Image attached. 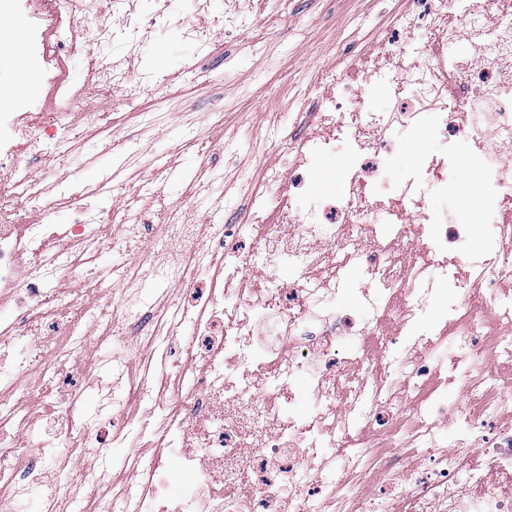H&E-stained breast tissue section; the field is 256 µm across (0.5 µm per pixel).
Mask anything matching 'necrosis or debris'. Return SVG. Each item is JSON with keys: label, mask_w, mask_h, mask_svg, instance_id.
Returning a JSON list of instances; mask_svg holds the SVG:
<instances>
[{"label": "necrosis or debris", "mask_w": 512, "mask_h": 512, "mask_svg": "<svg viewBox=\"0 0 512 512\" xmlns=\"http://www.w3.org/2000/svg\"><path fill=\"white\" fill-rule=\"evenodd\" d=\"M497 0H431L427 32L440 46L455 44L461 59L424 62L423 94L434 97L430 125L420 112H367L350 140L353 173L333 216L316 223L294 205L277 204L269 217L247 214L257 247L224 251V227L194 224L181 215L159 234L122 226L111 237L103 221L78 217L59 224L44 180L11 171L0 182V512H58L52 471L59 457L74 462L104 443L127 447L120 467L145 474L110 502L93 498L101 481L76 467L64 487L74 512H512V221L496 212L512 204V12ZM127 0L75 22L69 0H27L38 23L22 33L8 24L15 0H0V46L28 41L53 46L51 71L30 78L57 96L69 82L67 54L57 30L72 40L87 29L104 35ZM465 18L458 27L456 18ZM98 80L111 84L113 104L145 93L126 81L120 59L99 55ZM316 127L342 131V112L361 94L354 83L330 80ZM481 130L479 149L497 155L483 202L457 224L441 223L422 203L426 185H446L454 157L418 165L404 178L389 208L392 225L367 223L377 175L367 160L378 154L390 126L426 128L434 138L464 134L465 117ZM19 87L0 88V151L32 153ZM40 202L41 217L26 214ZM494 227L493 242L462 256L478 227ZM136 268L120 275L100 321L98 343L119 344L112 355L116 382L99 397L103 433L84 410L85 390L60 391L64 427L31 443L28 398L49 382L83 372L87 338L73 311L81 292L60 285L98 268L108 239ZM353 248L358 265L385 303L373 317L348 315L330 324L346 265L326 260L324 248ZM223 250L222 277L202 287L209 255ZM174 286L176 306L126 299L145 282ZM446 299L447 332L419 331L426 309ZM190 321L201 343L196 358H174L178 321ZM264 339H256V328ZM173 363L170 391L148 389L154 363ZM306 380L305 391L295 389ZM458 389L455 401L445 388ZM138 403L141 425L126 416ZM173 450L186 480L168 487L161 458L133 453L144 435ZM355 436L336 458L337 439Z\"/></svg>", "instance_id": "1"}]
</instances>
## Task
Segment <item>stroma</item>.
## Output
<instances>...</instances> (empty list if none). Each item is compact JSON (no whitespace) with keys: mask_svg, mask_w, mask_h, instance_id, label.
I'll list each match as a JSON object with an SVG mask.
<instances>
[{"mask_svg":"<svg viewBox=\"0 0 512 512\" xmlns=\"http://www.w3.org/2000/svg\"><path fill=\"white\" fill-rule=\"evenodd\" d=\"M409 5V0H256L253 9L242 11L234 40L197 48L186 58L173 53L183 36L178 13L169 12L161 34H149L128 68L132 80L154 85V92L134 109L113 112L93 131L78 122L85 101L70 106L48 98L40 84L26 82L28 73L43 69L44 60L36 46L16 47L0 61V84H23L27 110L56 113L57 131L84 147L74 164L61 162L46 145L38 155H18L16 164L84 191L82 204L93 214L117 208L122 196L152 195L144 219L153 225L176 206L194 222L211 216L207 204L190 198V185L171 181L172 172H223L232 191L220 222L225 245H232L244 210L260 213L287 197L297 173L289 145L309 134L310 114L325 97L323 77L344 73L357 59L377 62L379 31ZM450 148L460 167L443 192L426 191L424 204L452 224L477 205L489 155L462 136L445 145L409 131L392 136L381 160L395 187L421 158L443 157ZM318 168L321 180L296 202L316 218L322 215L321 197L342 185L351 169L345 143L321 156ZM274 170L281 174L276 184L269 179Z\"/></svg>","mask_w":512,"mask_h":512,"instance_id":"1","label":"stroma"}]
</instances>
